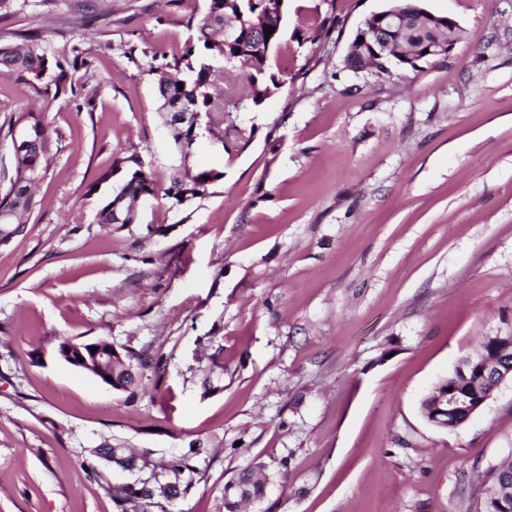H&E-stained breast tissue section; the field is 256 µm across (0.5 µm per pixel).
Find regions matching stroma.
I'll return each instance as SVG.
<instances>
[{"instance_id": "stroma-1", "label": "stroma", "mask_w": 512, "mask_h": 512, "mask_svg": "<svg viewBox=\"0 0 512 512\" xmlns=\"http://www.w3.org/2000/svg\"><path fill=\"white\" fill-rule=\"evenodd\" d=\"M12 2L0 33L85 64L50 102L0 77V168L19 113L57 134L0 245V512H118L109 483L165 480L182 456L187 492L128 512H224L256 461L282 470L268 512H484L478 476L512 453V383L452 431L420 401L512 326V0H419L461 40L378 76L345 58L392 0H288L282 86L225 113L254 133L242 152L200 130L187 165L222 178L178 207L154 67L205 0ZM131 155L160 194L138 223L96 224L100 175ZM98 339L140 356L136 394L58 354ZM108 446L146 467L112 469Z\"/></svg>"}]
</instances>
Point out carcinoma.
<instances>
[{"mask_svg": "<svg viewBox=\"0 0 512 512\" xmlns=\"http://www.w3.org/2000/svg\"><path fill=\"white\" fill-rule=\"evenodd\" d=\"M238 30V40L224 44V25ZM274 28L272 34L266 28ZM286 37L285 23L278 15L268 10L267 0H246V4L224 7V0H206L204 16L196 23V39L190 41L185 51L155 67L157 71L172 69L178 73L175 78L161 76L157 80L156 92L161 109L170 113L176 106L186 105L195 112L204 114L207 129L224 130L227 146L224 151L240 152L246 148L250 137L240 128L224 127V94L232 91L247 108L256 110L279 88L280 79L271 72V54L257 49L260 43H270L277 48ZM433 41L424 28L415 22L408 24L397 48L404 57H391L376 64V71H384V65L396 63L418 67V62L427 61L424 53L428 43ZM85 64L79 50L72 58L50 61L42 46L31 36L15 32L0 41V77H18L31 84L36 92L52 100L67 94L69 69ZM233 75L238 82L224 87V75ZM22 127L30 131L29 144L13 152L12 171L8 188L0 198V210L7 212L0 220V245L7 244L24 229V217L36 205L35 182L50 168L56 152L54 140L40 117L32 112L22 116ZM174 144L189 152L198 133L190 124H169ZM220 178L214 171L195 173L182 164L175 169L169 198L182 205L187 201L204 197L209 186ZM100 183H111L110 194L104 199L95 215V223H112L113 193L124 194L125 208H131L141 196L153 198L157 187L152 175L145 172L141 163L133 156L113 161L112 167L101 174ZM488 360L498 367L512 369V343L491 336L485 337L481 351L466 356L448 376L426 395L420 405L424 418L431 417L437 399L443 395L453 397L456 390L469 391L473 396H485L494 384L491 376L480 374L481 366ZM141 363H133V355H126L112 369V387L130 389L138 384V369ZM110 461L122 470L136 468V458L125 453L123 448H111ZM186 463L179 458L165 467L172 480L166 483H115L112 485V501L127 512V504L137 501H151L156 497L169 500L179 494V476ZM278 476L263 462L255 463L237 474L224 485V512H238L244 500L258 501L264 497L265 487ZM486 480L492 486L491 495L486 499L484 512H512V458H505L491 465Z\"/></svg>", "mask_w": 512, "mask_h": 512, "instance_id": "cac0c4a2", "label": "carcinoma"}]
</instances>
